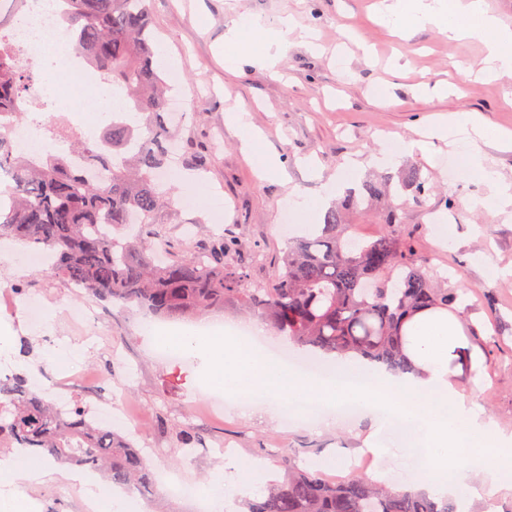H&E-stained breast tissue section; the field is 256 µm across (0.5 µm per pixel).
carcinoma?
Masks as SVG:
<instances>
[{
  "label": "carcinoma",
  "mask_w": 512,
  "mask_h": 512,
  "mask_svg": "<svg viewBox=\"0 0 512 512\" xmlns=\"http://www.w3.org/2000/svg\"><path fill=\"white\" fill-rule=\"evenodd\" d=\"M56 8L74 54L121 100L132 101L141 119L114 112L94 142L54 128L69 151L38 164L14 153L8 124L0 125V167L12 173L7 199L0 198V241L48 249V274L99 301L183 320L233 304L300 347L352 354L394 372L407 369L404 320L421 310L448 308L457 294L441 287L426 262L391 234L360 240L348 232L351 217L371 213L374 204L381 205L383 223H398L394 200L407 192L419 200L427 192L420 170L396 184L386 176L346 190L312 234L292 241L267 288H245L244 275L224 267L233 243L222 236L201 246L193 242L183 254L160 261L151 244L159 236L152 225L172 223L176 211L156 178L171 164L170 87L155 60L148 0H58ZM38 81L13 39L11 22L0 20V115L22 121ZM180 149L184 167L207 169L209 151L193 148L189 139ZM72 155L112 167L111 178L90 179ZM14 443L89 467L114 486L153 490L150 469L130 441L93 425L79 407L64 415L17 373L0 378V453L12 452ZM282 467L283 479L269 481L265 495L246 500L243 512H459L454 503L377 482L364 472L331 479L292 455L282 459Z\"/></svg>",
  "instance_id": "carcinoma-1"
}]
</instances>
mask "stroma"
<instances>
[{"mask_svg": "<svg viewBox=\"0 0 512 512\" xmlns=\"http://www.w3.org/2000/svg\"><path fill=\"white\" fill-rule=\"evenodd\" d=\"M388 2L150 0L152 27L170 60V83L181 96L203 101L191 110L184 134L201 147L222 144L195 205L180 209L175 223L163 227L173 253H180L188 238L224 234L234 243L225 265L245 271V287L266 285L288 248L282 213L289 189L317 197L323 181L348 175L355 161L363 163L364 174L376 173L371 160L382 144L423 139L448 113L512 133V76L482 79L483 45L449 42L431 25L395 38L379 20ZM286 14L298 27L316 31L319 49L292 37L275 71L248 61L225 70L224 35L231 27L251 17L274 24ZM238 110L247 112L266 152L287 168L291 185L257 171L243 147V131L225 119ZM306 158L314 160V168L303 166ZM456 160L454 148L438 140L430 152H414L392 165L395 173L419 169L430 191L419 200L401 199L399 222L390 232L457 293L465 323L479 328L471 343L482 356L483 383L475 385L467 371L458 376V388L511 432L512 218L469 208V200L486 196L487 188L461 177ZM484 256L504 270V277L486 281L479 265ZM4 291L33 299L43 312L33 320L23 310L9 315L0 306V327L10 329L29 353L18 371L37 389L58 380L52 399L81 404L96 420L102 401L79 394L69 378L83 370L111 375L113 395L123 400L130 418L124 435L141 433L154 446L148 459L159 482L155 492L169 512H196V503L168 494L163 481L174 475L185 485H206L224 465L218 448L227 441L234 443L238 458L264 462L274 479L283 477L281 458L288 453L305 467L333 457L339 461L336 474L353 472L359 433L369 419L342 417L325 427L284 421L277 407L261 401L240 408L222 389L206 385L195 362L163 356L160 343L145 335V316L138 308L98 301L99 320L74 321L69 311L78 305V294L37 268L0 263ZM63 341L77 348V358L66 366L48 362L51 349ZM185 428L200 437L194 449L178 440ZM48 467L51 477L26 489L36 512H85L82 488L68 478L70 466L52 461Z\"/></svg>", "mask_w": 512, "mask_h": 512, "instance_id": "obj_1", "label": "stroma"}]
</instances>
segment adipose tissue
I'll list each match as a JSON object with an SVG mask.
<instances>
[{
  "mask_svg": "<svg viewBox=\"0 0 512 512\" xmlns=\"http://www.w3.org/2000/svg\"><path fill=\"white\" fill-rule=\"evenodd\" d=\"M387 22L402 29L431 24L449 39L481 42L487 51L488 76L512 72V29L490 13L484 0H393ZM434 135L452 139L468 174L488 187L486 197L471 199V208H491L500 214L512 208V183L473 149L467 124L452 119L438 124ZM261 331L257 323L224 336H197L188 326L167 333L153 323L144 326L146 335H167L225 393L261 396L274 405L311 400L360 405L375 421L364 437V448L386 462L378 479L402 476L413 459L421 471L412 489L455 499L512 494V432L495 426L456 384L462 371L480 370L479 354L466 338L457 312L428 309L404 323L410 368L403 372H371L359 359L345 357L336 359L334 372L304 376L253 346L252 335ZM491 459L497 462L495 469L485 470L484 462ZM47 473L43 460L34 455L1 459L0 480L8 490L0 492V512H34L25 488ZM266 481L264 465L244 467L231 458L206 492L214 512H235L236 494L260 488Z\"/></svg>",
  "mask_w": 512,
  "mask_h": 512,
  "instance_id": "adipose-tissue-1",
  "label": "adipose tissue"
}]
</instances>
